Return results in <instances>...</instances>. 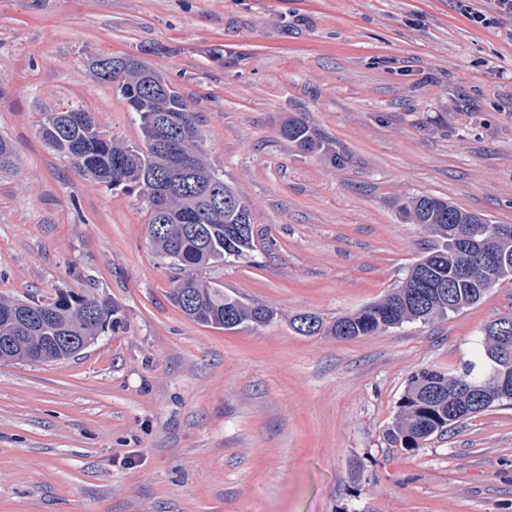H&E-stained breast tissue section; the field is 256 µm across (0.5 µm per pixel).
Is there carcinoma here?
<instances>
[{
    "mask_svg": "<svg viewBox=\"0 0 512 512\" xmlns=\"http://www.w3.org/2000/svg\"><path fill=\"white\" fill-rule=\"evenodd\" d=\"M90 71L119 92L140 122L142 145L129 146L103 138L94 113L80 106L46 113L39 135L53 151L73 161L91 180L125 193H137L148 204V233L154 248L177 273L169 297L190 320L233 330L274 319L273 309L224 294V287L198 276V271L226 257L241 258L252 250L254 224L250 205L224 181L200 148L199 116L190 110L164 73L132 57L121 79ZM185 112L175 137L193 163L178 165L165 146L154 141L165 117ZM281 135L303 151L320 147L319 134L309 125L288 119ZM19 160L11 141L0 136V175L13 174ZM224 198V212L210 213L213 193ZM402 216L420 225L432 244L411 263L400 284L381 299L326 322L315 313L290 318L303 336L352 339L371 336L406 323L445 318L478 304L496 285L512 280V231L487 216L467 211L437 197L411 196L399 203ZM200 217V238L182 235L184 222ZM470 252L490 250L496 260L479 261L460 274L462 246ZM112 301L95 294L59 291L56 297L26 299L0 296V361L13 362L29 350L25 336L49 343L47 356L58 363L74 359L95 336L116 322ZM479 361L456 370L423 368L411 375L401 397L388 440L418 448L436 434L491 407L512 404V316L488 322Z\"/></svg>",
    "mask_w": 512,
    "mask_h": 512,
    "instance_id": "cac0c4a2",
    "label": "carcinoma"
}]
</instances>
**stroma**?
I'll return each instance as SVG.
<instances>
[{
	"mask_svg": "<svg viewBox=\"0 0 512 512\" xmlns=\"http://www.w3.org/2000/svg\"><path fill=\"white\" fill-rule=\"evenodd\" d=\"M490 19L469 21L465 9ZM162 70L200 146L252 210L254 248L205 268L276 311L186 318L147 202L93 183L37 135L82 106L141 142L93 55ZM297 116L330 157L281 137ZM0 294L108 295L118 322L78 358L0 363V512H512V406L419 448L387 436L411 375L477 360L512 282L430 322L303 336L382 298L428 244L398 200L512 224V12L498 0H0Z\"/></svg>",
	"mask_w": 512,
	"mask_h": 512,
	"instance_id": "1",
	"label": "stroma"
}]
</instances>
